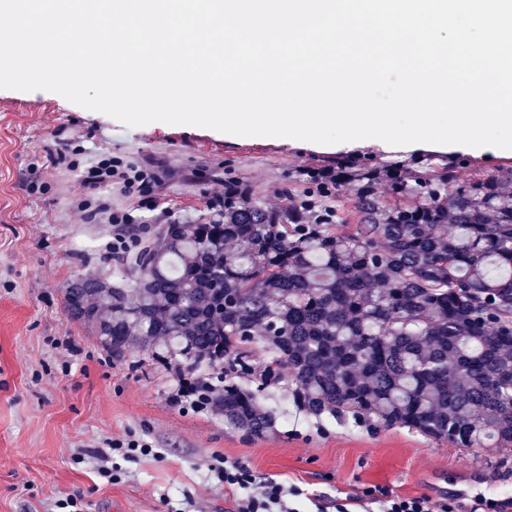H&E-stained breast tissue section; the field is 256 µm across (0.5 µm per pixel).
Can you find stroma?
<instances>
[{
  "mask_svg": "<svg viewBox=\"0 0 512 512\" xmlns=\"http://www.w3.org/2000/svg\"><path fill=\"white\" fill-rule=\"evenodd\" d=\"M83 137L168 175L155 209H140L139 243L158 247L171 220L196 215L225 174L269 202L286 203L288 174L332 163L335 146L286 137L236 136L210 128L152 122L128 127L46 91L0 89V512H234L235 491L214 485L209 468L236 461L258 476L304 491L298 507L332 505L376 487L392 495H456L460 512L483 497L512 499V453L459 449L402 427L370 429L289 410L277 429L246 435L206 410L173 405V374L139 346L112 360L91 324L70 317V281H117L106 260L108 224L74 213L83 188L59 164L62 142ZM460 182L512 167V153L449 150ZM48 167L46 190L27 187L30 164ZM133 435L153 454L119 459V478H99L92 449Z\"/></svg>",
  "mask_w": 512,
  "mask_h": 512,
  "instance_id": "35a3bbf8",
  "label": "stroma"
}]
</instances>
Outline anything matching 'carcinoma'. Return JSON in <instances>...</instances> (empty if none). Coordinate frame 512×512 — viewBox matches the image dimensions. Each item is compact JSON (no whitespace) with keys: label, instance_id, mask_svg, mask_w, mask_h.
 I'll use <instances>...</instances> for the list:
<instances>
[{"label":"carcinoma","instance_id":"cac0c4a2","mask_svg":"<svg viewBox=\"0 0 512 512\" xmlns=\"http://www.w3.org/2000/svg\"><path fill=\"white\" fill-rule=\"evenodd\" d=\"M415 163L299 167L289 206L226 177L223 206L127 261L133 287L77 278L66 310L249 436L274 430L281 390L316 420L511 452L512 170L461 183L453 162ZM341 189L353 224L330 204Z\"/></svg>","mask_w":512,"mask_h":512}]
</instances>
